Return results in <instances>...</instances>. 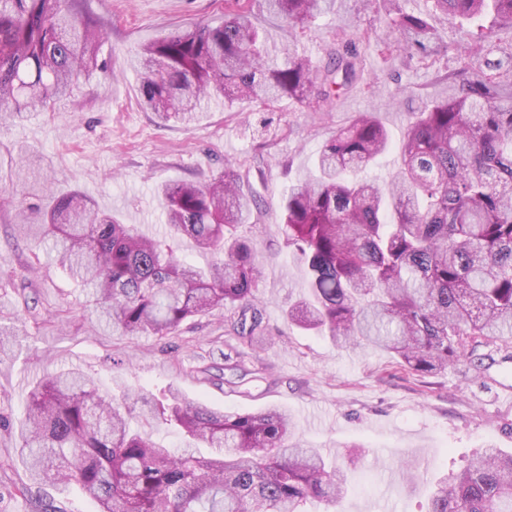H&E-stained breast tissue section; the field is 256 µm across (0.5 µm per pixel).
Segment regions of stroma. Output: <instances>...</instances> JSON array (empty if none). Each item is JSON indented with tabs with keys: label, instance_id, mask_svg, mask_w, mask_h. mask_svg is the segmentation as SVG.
Listing matches in <instances>:
<instances>
[{
	"label": "stroma",
	"instance_id": "obj_1",
	"mask_svg": "<svg viewBox=\"0 0 512 512\" xmlns=\"http://www.w3.org/2000/svg\"><path fill=\"white\" fill-rule=\"evenodd\" d=\"M224 0H86L88 14L111 26L101 50L106 72L83 81L52 112H33L0 123V325L16 332L0 350V512H97L77 487L58 490L31 483L19 461V423L28 390L44 376L77 368L113 394L161 397L177 387L227 414L269 407L288 412L296 438L345 458L357 452L360 486L349 489L336 512H425L431 482L463 467L482 448L512 451V343L484 348L482 360L417 375L386 352L337 348L315 331L288 324L289 303L307 291L306 267L289 257L279 223L288 186L315 176L320 145L355 115L376 110L390 138L389 152L366 175L379 181L394 172L408 126L427 102L444 96L433 72L380 44L359 42L368 66L356 89L327 112H311L284 98L265 111L242 103H213L192 124L162 120L139 106L141 77L131 67L136 49L198 24L218 25ZM278 49L295 46L324 63L336 31L383 34L381 11H357L343 0L336 11L307 27L288 29L261 17ZM263 158L264 175L249 173ZM232 164L248 174L262 206L259 223L245 224L266 256L259 290L270 340L248 352L255 380L209 382L197 365L223 364L228 338L224 311L183 324L180 334L129 340L104 332L87 289L45 246L18 238V209L31 201L24 178L56 192L78 190L100 209L143 233L167 232L159 190L177 181H202ZM424 468L408 480L405 460Z\"/></svg>",
	"mask_w": 512,
	"mask_h": 512
}]
</instances>
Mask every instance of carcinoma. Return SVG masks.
Here are the masks:
<instances>
[{
  "label": "carcinoma",
  "instance_id": "1",
  "mask_svg": "<svg viewBox=\"0 0 512 512\" xmlns=\"http://www.w3.org/2000/svg\"><path fill=\"white\" fill-rule=\"evenodd\" d=\"M430 2L461 23L484 17L489 25L467 33L459 68L434 73L448 95L408 127L395 175L359 176L389 147L385 127L362 112L322 144L318 175L290 186L280 219L288 254L309 274L308 296L288 306V322L340 348L383 350L417 374L512 341V42L493 41L496 29L512 30V0ZM410 3L380 0L390 46L431 66L443 38L431 14ZM80 4L0 0L1 116L52 112L100 68L105 25ZM335 7L227 0L221 24L139 49L140 104L185 124L206 101L271 108L288 97L323 112L366 66L354 37L337 31L322 66L297 51L280 62L257 13L296 28ZM161 201L169 234L211 253L209 267L181 260L166 239L99 212L79 191L21 211L19 227L90 288L99 323L114 335L163 339L224 307L239 344L260 341L263 260L238 233L257 203L241 175L227 167L202 185H168ZM144 405L178 429L182 447L134 431L128 397L102 392L82 372L47 376L27 395L20 432L31 480L75 485L99 512H308L307 504L334 506L347 492L355 461L291 441L283 410L229 415L175 388ZM201 443L214 454L198 455ZM426 512H512V453L488 448L436 481Z\"/></svg>",
  "mask_w": 512,
  "mask_h": 512
}]
</instances>
